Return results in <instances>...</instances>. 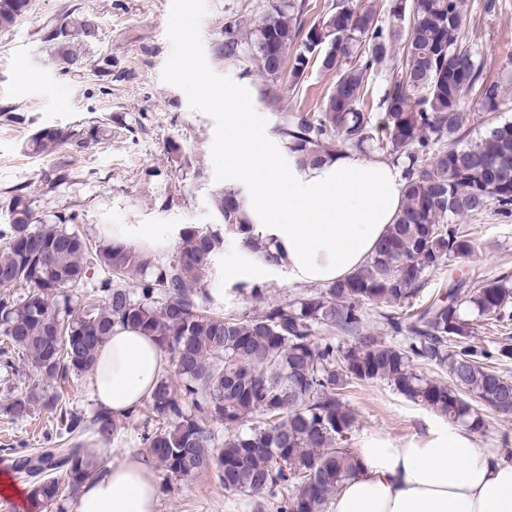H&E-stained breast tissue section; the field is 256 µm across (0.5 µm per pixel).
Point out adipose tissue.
Returning a JSON list of instances; mask_svg holds the SVG:
<instances>
[{
	"mask_svg": "<svg viewBox=\"0 0 512 512\" xmlns=\"http://www.w3.org/2000/svg\"><path fill=\"white\" fill-rule=\"evenodd\" d=\"M253 105L224 93V168L228 190H242L255 229L279 248L292 280L329 284L352 275L374 254L403 201L401 169L353 152L301 167L283 137L256 138ZM166 366L153 337L117 326L91 371L95 400L120 417L147 400ZM354 474L331 512H512V463L479 447L462 427H447L426 444L394 447L368 439ZM153 469L131 458L89 480L74 512H157Z\"/></svg>",
	"mask_w": 512,
	"mask_h": 512,
	"instance_id": "ef3b65f1",
	"label": "adipose tissue"
}]
</instances>
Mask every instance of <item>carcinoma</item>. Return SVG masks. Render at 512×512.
<instances>
[{
    "label": "carcinoma",
    "mask_w": 512,
    "mask_h": 512,
    "mask_svg": "<svg viewBox=\"0 0 512 512\" xmlns=\"http://www.w3.org/2000/svg\"><path fill=\"white\" fill-rule=\"evenodd\" d=\"M29 0H0V30L15 25ZM308 0H274L254 27L251 61L276 82L288 74L298 85L314 66L335 71V81L316 112H291L278 133L288 139L298 163L330 159L373 140L371 114L362 109L376 65L401 49L400 63L379 101L384 137L378 149L402 166L404 202L372 259L349 277L313 295L281 303L265 301L263 289L241 282L235 288L252 300L242 313L215 309L205 288L224 236L238 240L253 260L282 267L278 250L254 233L244 198L221 192L215 207L221 224L188 225L175 254L162 262L153 247L93 241L36 219L20 189L9 201L10 224L0 230V334L12 363L22 354L46 381L65 382L92 370L98 348L116 325L156 339L175 378L160 375L150 396L166 425L145 441L163 469L175 478L216 470L224 490L251 500L263 512L266 499L277 512H324L349 479L356 454L345 446L357 415L346 400L350 386L383 381L396 392L472 433L485 428L483 407L512 406V336L493 348L472 344L481 321L512 325V274L491 279L460 278L414 306L427 273L474 251V241L456 224L494 206L512 215V122L484 127L468 140L471 98L486 112L499 106L500 86L483 77L470 43L462 0H391L389 23L376 0H336L313 24L303 19ZM94 15L66 17L45 35L54 63L81 69L80 43L98 37ZM83 139L43 129L30 140L36 154ZM101 267L110 277L73 305L72 292L87 273ZM138 276L135 286L129 285ZM27 289L16 298L7 292ZM376 311L407 346L364 332L365 307ZM353 335L345 345L329 334ZM448 373L432 378L413 363ZM55 415V438L15 458V469L31 482L30 512L63 499L59 477L72 495L103 474L80 437L108 443L118 419L101 408L91 419L58 408V395L32 385L14 395L5 410L25 419L36 410ZM224 425L215 443L212 423Z\"/></svg>",
    "instance_id": "1"
}]
</instances>
